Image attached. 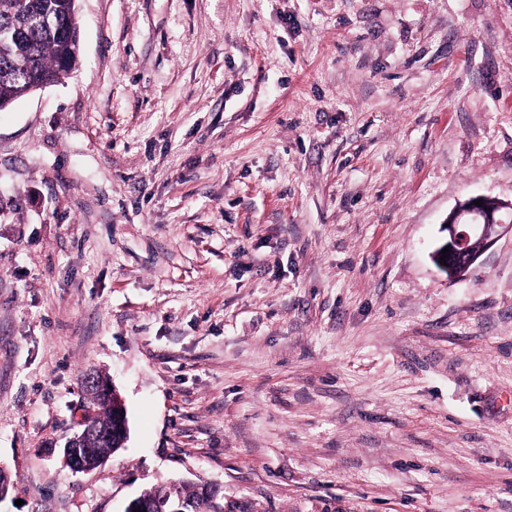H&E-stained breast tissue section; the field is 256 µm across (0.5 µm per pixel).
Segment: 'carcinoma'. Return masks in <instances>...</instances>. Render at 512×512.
<instances>
[{
    "label": "carcinoma",
    "mask_w": 512,
    "mask_h": 512,
    "mask_svg": "<svg viewBox=\"0 0 512 512\" xmlns=\"http://www.w3.org/2000/svg\"><path fill=\"white\" fill-rule=\"evenodd\" d=\"M77 0H0V29L8 31L9 38L0 45V109L32 92L31 79L44 86L60 82L78 64L80 56ZM96 413L91 425L106 431L114 427L115 409L106 398L94 395ZM120 449V435L113 439H96L91 455L84 461L91 463ZM164 491L167 502L194 503L195 512H215L220 503L203 498L200 488L184 490L174 485L161 489L152 487L140 497L148 504V512H155L158 491Z\"/></svg>",
    "instance_id": "obj_1"
}]
</instances>
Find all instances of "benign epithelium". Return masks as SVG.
I'll return each mask as SVG.
<instances>
[{
  "mask_svg": "<svg viewBox=\"0 0 512 512\" xmlns=\"http://www.w3.org/2000/svg\"><path fill=\"white\" fill-rule=\"evenodd\" d=\"M475 200L481 201L482 206L473 204ZM486 201L485 196L467 198L459 202L448 215L450 226L446 227L447 239L442 247L448 248L449 253L443 259L441 250L438 249L435 251V259L442 260V267L452 278L464 276L487 248L504 235H512V223L503 218L505 213L512 211V201H500L494 208L488 206ZM86 384L90 388L98 389L114 402L117 410V424L123 428V431H128L124 404L111 383L101 381L96 375L90 374L86 378ZM84 445V436L77 434L69 437L63 448L66 464L75 473L89 471L81 455Z\"/></svg>",
  "mask_w": 512,
  "mask_h": 512,
  "instance_id": "obj_1",
  "label": "benign epithelium"
}]
</instances>
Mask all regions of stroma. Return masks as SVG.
<instances>
[{
    "label": "stroma",
    "mask_w": 512,
    "mask_h": 512,
    "mask_svg": "<svg viewBox=\"0 0 512 512\" xmlns=\"http://www.w3.org/2000/svg\"><path fill=\"white\" fill-rule=\"evenodd\" d=\"M0 111V512H512V0H77ZM105 374L129 439L61 448ZM487 196L470 197L458 203L448 215L446 241L435 251V259L442 256L441 251L448 247L449 253L440 264L448 273V277L460 278L476 263L480 255L501 237L510 234L512 223L506 222L503 215L512 211V201H498L493 208L486 204ZM481 200L482 207L472 204ZM87 386L89 388H96L101 393L106 395L114 405L117 410V424L123 428L125 436L128 434V420L126 416V410L124 408V404L122 400L118 397L115 388L111 385L110 382L101 381L97 378L95 374H89L85 380ZM85 433V432H84ZM84 433L79 435L76 433L75 436H70L66 441L63 454L66 460V464L72 472H90L91 470L88 466L84 465L83 460L86 463H91L96 461L98 458H106L107 455L118 451L120 448V435L113 434L112 440L107 439H96L91 443V455L87 457H83L81 455V450L84 452L88 451V448H85L84 441ZM97 463L101 466L103 461L101 459L97 460ZM162 488L167 497L168 504H171L172 508H177L178 504L185 503H195L197 509L193 512H216L217 509H223L218 500L219 490L213 486H202L203 495L205 497L210 498L213 502L210 503L207 499L203 498L200 493V487H197L193 490H184L183 488L176 487L172 485L170 487L167 486H157L152 487L143 491L139 497H141L149 506L148 511H155L156 499L159 489ZM146 511V512H148ZM224 512V509L223 511Z\"/></svg>",
    "instance_id": "1"
}]
</instances>
